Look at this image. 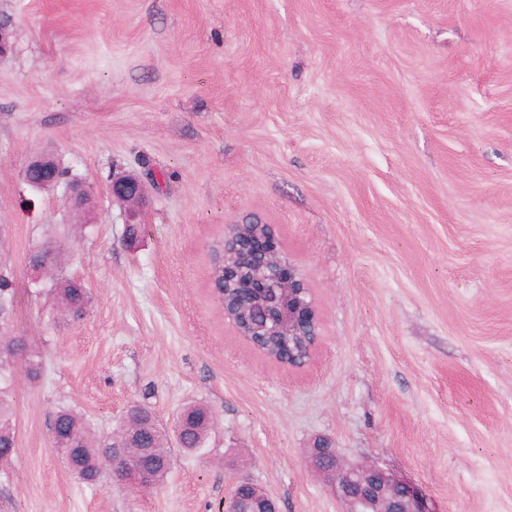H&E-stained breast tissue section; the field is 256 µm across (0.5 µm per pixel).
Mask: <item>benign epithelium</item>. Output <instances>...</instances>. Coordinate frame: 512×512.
<instances>
[{
  "label": "benign epithelium",
  "instance_id": "1",
  "mask_svg": "<svg viewBox=\"0 0 512 512\" xmlns=\"http://www.w3.org/2000/svg\"><path fill=\"white\" fill-rule=\"evenodd\" d=\"M28 185L49 192L65 185L63 205L87 216L93 190L77 179L65 180L53 154L37 155L26 166ZM112 197L128 204L126 223H138L148 202L144 180L134 174L112 175ZM270 227L231 225L224 243L214 249L215 275L224 279V315L239 335L288 337V358L313 355L319 322L317 312L300 273L274 247ZM310 466L322 473L330 489L344 504V512H430L421 491L376 463L352 464L336 450L314 449ZM224 512H279L276 501L253 480L236 476L224 497Z\"/></svg>",
  "mask_w": 512,
  "mask_h": 512
}]
</instances>
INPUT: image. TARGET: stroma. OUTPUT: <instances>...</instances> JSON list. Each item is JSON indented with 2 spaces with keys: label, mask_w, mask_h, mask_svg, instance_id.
I'll use <instances>...</instances> for the list:
<instances>
[{
  "label": "stroma",
  "mask_w": 512,
  "mask_h": 512,
  "mask_svg": "<svg viewBox=\"0 0 512 512\" xmlns=\"http://www.w3.org/2000/svg\"><path fill=\"white\" fill-rule=\"evenodd\" d=\"M6 329L45 371L8 392L0 512H224L247 474L280 512H343L306 464L324 440L416 485L431 512H512V0H0ZM50 151L93 185L62 318L29 250L75 216L22 179ZM156 176L136 243L112 173ZM271 225L319 319L291 368L212 288L230 225ZM201 402L208 452L150 492L71 475L50 413L110 433ZM14 288L16 281L11 268L0 262V313L2 318L13 309ZM57 308L72 319L82 318L89 309L91 293L80 281L75 279H57Z\"/></svg>",
  "instance_id": "1"
}]
</instances>
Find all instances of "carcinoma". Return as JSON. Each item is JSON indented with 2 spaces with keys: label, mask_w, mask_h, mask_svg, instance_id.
Returning a JSON list of instances; mask_svg holds the SVG:
<instances>
[{
  "label": "carcinoma",
  "mask_w": 512,
  "mask_h": 512,
  "mask_svg": "<svg viewBox=\"0 0 512 512\" xmlns=\"http://www.w3.org/2000/svg\"><path fill=\"white\" fill-rule=\"evenodd\" d=\"M46 252L34 249L27 254L29 264L43 261L45 253H53L55 262L71 249V239L54 232L46 234L41 242ZM14 288L16 281L11 268L0 263V313L9 314L13 309ZM57 308L62 314L72 318H82L89 309L91 293L80 281L60 279L56 282ZM246 340L267 358L281 361L285 359L284 344L280 336H248ZM18 355L25 356L29 380H38L43 371V364L32 343L23 336L0 334V460L10 459L16 452V412L13 404L6 398L11 382L10 373L1 368L3 361ZM183 432L176 437L178 448L186 453L202 454L207 445L216 415L203 403L189 404L179 413ZM121 432L142 434L148 438L152 448V460L157 472L151 487L161 484L168 474V465L174 461L167 433L160 429L150 408L143 404L133 405L126 412L123 423L118 427ZM51 434L57 448H71L76 451L71 459L70 473L80 482L97 485L106 474H112V456L108 454L112 447V436L98 437L84 415L69 407H59L51 413ZM140 453L136 445L129 444L119 468L115 473L117 480L124 478V471L135 466Z\"/></svg>",
  "instance_id": "obj_1"
}]
</instances>
